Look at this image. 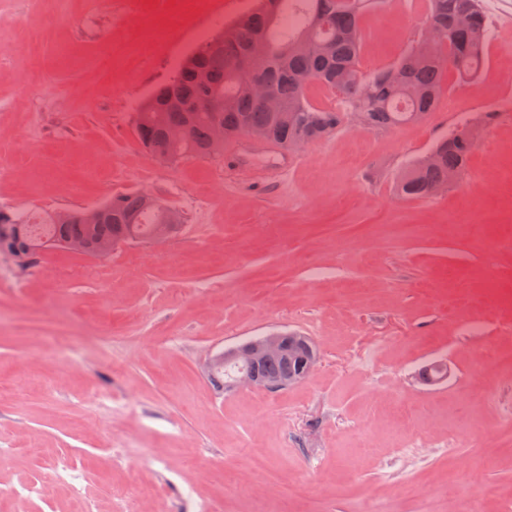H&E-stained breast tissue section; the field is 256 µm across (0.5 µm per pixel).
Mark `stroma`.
<instances>
[{
  "mask_svg": "<svg viewBox=\"0 0 512 512\" xmlns=\"http://www.w3.org/2000/svg\"><path fill=\"white\" fill-rule=\"evenodd\" d=\"M483 3L485 66L427 119L164 164L137 106L257 0H0V207L146 192L185 217L106 257H0V512H115L121 488L136 512H512V0ZM425 16L367 9L361 70ZM487 112L458 183L398 195L403 167ZM281 330L318 346L311 377L213 382L211 356Z\"/></svg>",
  "mask_w": 512,
  "mask_h": 512,
  "instance_id": "35a3bbf8",
  "label": "stroma"
}]
</instances>
